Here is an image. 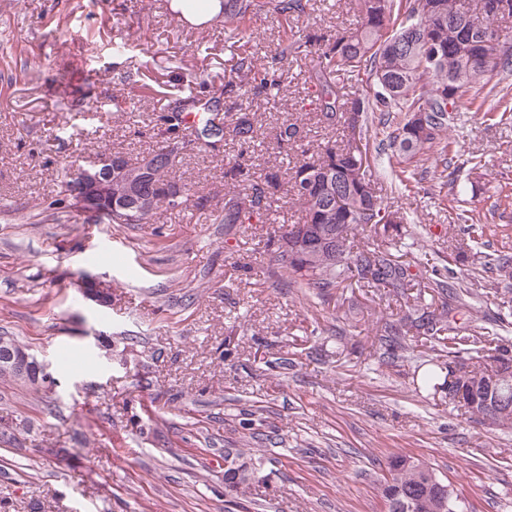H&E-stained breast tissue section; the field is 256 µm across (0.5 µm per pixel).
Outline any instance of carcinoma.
Segmentation results:
<instances>
[{
  "label": "carcinoma",
  "mask_w": 512,
  "mask_h": 512,
  "mask_svg": "<svg viewBox=\"0 0 512 512\" xmlns=\"http://www.w3.org/2000/svg\"><path fill=\"white\" fill-rule=\"evenodd\" d=\"M359 21L355 28H344L319 43L309 35L293 36L289 44L262 65L247 55L240 59L237 72L252 75L245 83L235 78L224 82V98H238L248 93L255 97L276 98L283 90L284 64L288 56H318L315 79L319 120L331 130L343 129L341 140H324L316 145L314 156L294 167L289 178L270 170L260 180L252 178L244 156L224 172L228 190L224 192V223L246 224L267 212L277 194L288 197L303 208L302 221L291 225L279 235L275 257L277 268L293 277L301 288L316 291L322 297L332 288L352 284L367 288H383L385 297L404 306L399 318L385 325L390 336H411L421 343L429 368L421 381L426 391L441 385L452 386L451 366H472L469 384L457 404L467 409L479 422L494 417L498 427H512V392L496 410L486 405L493 377L499 363L509 358L508 339L477 331L463 322L472 306L465 303L456 286L435 273L426 287L436 292L438 301L426 302L422 291L410 293L421 286L412 273V261L395 256L399 240L410 236L405 227L407 218L401 208L382 203L367 172H355L367 159L356 133L362 130L369 115L387 132L386 149L397 156L400 168L397 179L404 183L414 178L406 168L413 159L422 157L433 147L445 155L442 170L433 177L446 185H456L458 168L454 158L458 150L453 141L442 140L454 114L462 109L481 112L489 121L512 119V47L500 45L498 38H482L476 34L489 20L488 0H480V12L462 10L457 0H427L428 11L417 9V0H354ZM271 11L288 24L305 12L304 0H267ZM252 0H224V18L234 24L229 38L243 40L250 36L246 17ZM432 54L454 58L453 69L438 63L422 65ZM366 74L374 78L373 92L346 98L340 95V83L360 79ZM419 110L426 113V128L413 127L408 119L419 101ZM255 113L249 107L224 112L221 124L211 120L198 133L206 147L216 145L231 132L243 149L251 147L255 138ZM298 119L281 122L274 137L273 149L286 152L298 145ZM174 160L161 161L144 174V195L151 205L138 219L149 224L162 207L174 209L182 200L172 199L180 186L172 179ZM246 184V192L236 187ZM319 229L335 238L336 256L317 245L306 254L295 255L288 249L293 236L304 229ZM382 236L362 245H351L350 238L361 229ZM0 379L11 381L39 394L43 387L35 380L18 378L1 366ZM243 459L237 467L224 470V483L232 492H243L255 480L257 469L249 450L236 449ZM390 477L380 485L385 500L394 497L408 503L434 495L433 468L422 461L405 456L388 459Z\"/></svg>",
  "instance_id": "1"
}]
</instances>
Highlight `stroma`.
Segmentation results:
<instances>
[{"instance_id": "stroma-1", "label": "stroma", "mask_w": 512, "mask_h": 512, "mask_svg": "<svg viewBox=\"0 0 512 512\" xmlns=\"http://www.w3.org/2000/svg\"><path fill=\"white\" fill-rule=\"evenodd\" d=\"M254 0L248 45L265 60L286 33ZM346 0H308L301 34L352 28ZM237 55L224 19L197 25L168 0H0V336L48 365L54 390L0 382V512H387L379 485L393 455L432 467L465 512H512V430L482 425L416 392L409 339L381 335L395 307L372 288L305 295L274 269L270 240L302 218L273 204L264 222L224 223V171L246 153L254 177L298 160L267 151L284 113L306 142L329 132L313 104L316 55L292 57L284 97L255 101V145L196 137L223 121L221 90ZM193 99L173 174L183 203L150 224H92L64 201V165L100 150L130 161L167 137L163 115ZM464 197L486 246L457 221L452 187L425 178L396 188L386 136L368 123L369 169L384 203L413 217L416 269L483 290L476 326L512 336V278L474 279L481 254H512V120L455 114ZM111 285L86 298L81 275ZM247 448L258 482L224 487L225 452Z\"/></svg>"}]
</instances>
